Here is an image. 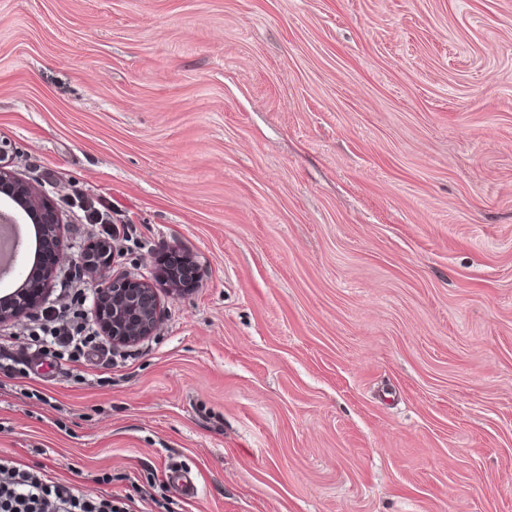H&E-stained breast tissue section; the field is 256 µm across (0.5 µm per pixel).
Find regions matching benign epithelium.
I'll return each instance as SVG.
<instances>
[{"label": "benign epithelium", "mask_w": 512, "mask_h": 512, "mask_svg": "<svg viewBox=\"0 0 512 512\" xmlns=\"http://www.w3.org/2000/svg\"><path fill=\"white\" fill-rule=\"evenodd\" d=\"M0 197L13 203L14 212L0 211V223L39 225L43 239L60 240L61 219L50 196L28 183L0 164ZM118 256L116 247L103 242L91 255L82 253L74 265L89 270L97 278L91 318L98 330L110 340L112 346H133L154 336L163 320L159 289L176 294L175 283L155 284L149 279L133 275L112 274V264ZM49 269L35 264L25 268L23 285L0 296V325L17 321L34 312L49 299L48 284L41 279Z\"/></svg>", "instance_id": "7a95c632"}]
</instances>
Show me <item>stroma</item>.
<instances>
[{"mask_svg":"<svg viewBox=\"0 0 512 512\" xmlns=\"http://www.w3.org/2000/svg\"><path fill=\"white\" fill-rule=\"evenodd\" d=\"M64 258L192 256L112 365L0 374V455L131 512H512V0H0ZM194 481L187 495L174 472Z\"/></svg>","mask_w":512,"mask_h":512,"instance_id":"obj_1","label":"stroma"}]
</instances>
